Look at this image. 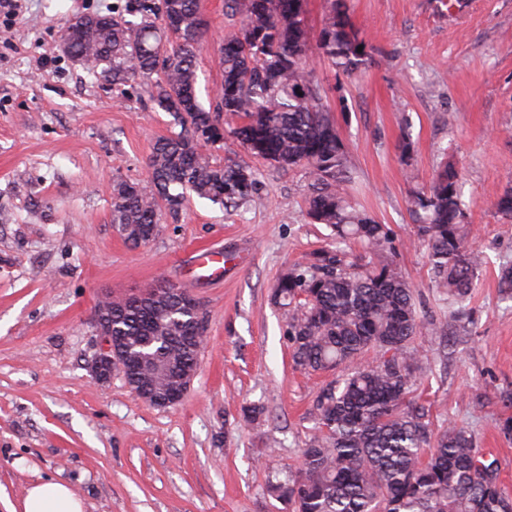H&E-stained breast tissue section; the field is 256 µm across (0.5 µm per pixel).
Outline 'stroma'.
I'll return each mask as SVG.
<instances>
[{
  "mask_svg": "<svg viewBox=\"0 0 512 512\" xmlns=\"http://www.w3.org/2000/svg\"><path fill=\"white\" fill-rule=\"evenodd\" d=\"M128 0H22L0 15V512L38 479L62 482L84 512H285L266 491L270 472L297 468L320 388L342 370L296 369L283 312L271 301L280 272L325 245L309 223L303 168L263 162L251 205L227 212L197 198L166 219L158 238L132 247L112 225V184L152 190L155 139L178 133L154 109L152 87L126 95L61 52L73 18L125 15ZM209 22L198 58L202 103L223 79L218 49L224 0H199ZM372 57L361 72L310 67L359 171L354 195L390 225L398 263L437 326L419 337L426 375L413 392L434 427H467L512 488V301L498 274L512 265V221L494 203L512 188V0H347ZM410 131L418 182L448 155L462 176L470 244L487 258L474 282L472 325L448 319L414 241L410 187L397 149ZM231 253L224 273L192 275L191 249ZM199 301L206 341L177 404L136 398L121 373L96 381L93 319L105 296L122 298L159 278ZM262 415L244 422L242 410Z\"/></svg>",
  "mask_w": 512,
  "mask_h": 512,
  "instance_id": "obj_1",
  "label": "stroma"
}]
</instances>
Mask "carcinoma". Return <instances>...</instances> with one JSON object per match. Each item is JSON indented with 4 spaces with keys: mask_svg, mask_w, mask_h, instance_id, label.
Listing matches in <instances>:
<instances>
[{
    "mask_svg": "<svg viewBox=\"0 0 512 512\" xmlns=\"http://www.w3.org/2000/svg\"><path fill=\"white\" fill-rule=\"evenodd\" d=\"M130 13L140 20L93 14L85 28L70 23L62 33L76 64L112 75L116 86L162 75L152 102L181 126L151 146V192L114 181L112 224L124 240L135 247L152 242L163 213L177 218L192 193L226 210L253 201L259 180L252 166L216 164L201 151L227 133L274 168L306 169V214L330 229L332 243L282 272L271 300L284 311L296 367L342 366L347 374L320 389L300 470L272 477L269 495L286 512H512V490L472 433L451 422L434 431L428 410L411 398L425 376L415 341L433 330L396 263L393 229L351 197L356 168L324 105L326 90L307 65L315 50L347 76L368 66L345 0H325L314 44L296 0H224L231 31L220 48L223 80L209 108L197 93L200 39L187 38L199 31L198 0H134ZM459 181L455 163L442 159L428 184L411 189L409 212L426 248L431 287L464 323L486 261L469 247ZM353 241L364 254H353ZM192 300L164 280L143 294L98 302L126 384L150 405L172 400L198 369L205 325Z\"/></svg>",
    "mask_w": 512,
    "mask_h": 512,
    "instance_id": "carcinoma-1",
    "label": "carcinoma"
}]
</instances>
